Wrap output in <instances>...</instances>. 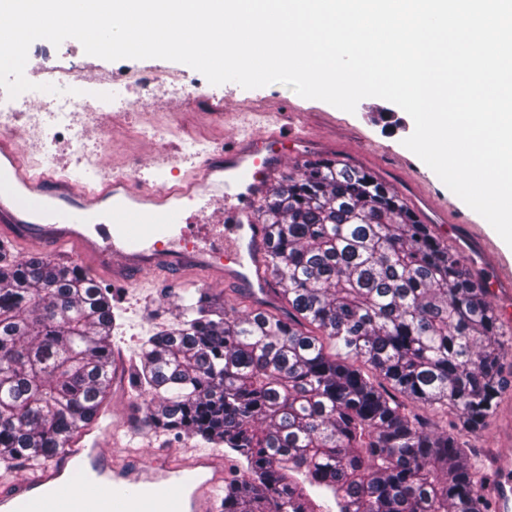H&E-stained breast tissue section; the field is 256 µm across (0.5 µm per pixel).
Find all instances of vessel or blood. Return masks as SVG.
I'll return each mask as SVG.
<instances>
[{"label":"vessel or blood","instance_id":"obj_1","mask_svg":"<svg viewBox=\"0 0 512 512\" xmlns=\"http://www.w3.org/2000/svg\"><path fill=\"white\" fill-rule=\"evenodd\" d=\"M302 142L296 127L270 123L217 149L189 176L163 189L134 187L104 170L100 190L44 172L31 174L14 134L0 136V240L39 250L69 265L101 260L112 280L129 283L144 271L185 276L205 272L211 283L241 288L251 309L273 303L268 241L254 221L270 194L273 174L284 165L283 141ZM465 252L485 273L502 321L512 322V266L489 239L466 240ZM497 473L485 489L497 512H512V455L492 457ZM115 486L113 512H146L166 491L170 512H222L217 490L224 465L216 453H193L134 465L108 459L98 443L78 436L56 458L0 487V512H28L40 501L52 512H95L88 494L56 505L59 482Z\"/></svg>","mask_w":512,"mask_h":512}]
</instances>
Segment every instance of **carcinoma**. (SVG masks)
<instances>
[{"label": "carcinoma", "mask_w": 512, "mask_h": 512, "mask_svg": "<svg viewBox=\"0 0 512 512\" xmlns=\"http://www.w3.org/2000/svg\"><path fill=\"white\" fill-rule=\"evenodd\" d=\"M262 224L288 316L178 295V323L143 352L144 423L245 459L224 512H486L469 437L507 386L487 288L363 169L321 161L283 179ZM305 322L370 372L329 357ZM111 367L103 288L0 247V459L60 453L106 401ZM393 390L454 419L440 429Z\"/></svg>", "instance_id": "1"}]
</instances>
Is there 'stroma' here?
<instances>
[{"label":"stroma","instance_id":"1","mask_svg":"<svg viewBox=\"0 0 512 512\" xmlns=\"http://www.w3.org/2000/svg\"><path fill=\"white\" fill-rule=\"evenodd\" d=\"M70 59L82 67H95L105 75L121 76L147 72L151 68L177 69L174 61L163 59H121L107 61L89 58L75 39L53 45L47 40L34 41L28 51L26 70L39 74L46 66ZM200 89L211 99L207 105L184 103L171 110L163 100L132 102L124 112L108 116L104 127L92 126L81 153H74L63 144L52 143L47 131L48 118L34 120L32 113H19L12 124L14 133L27 134L25 157L34 173L48 170L96 188L100 185V169L109 166L121 173L129 156L142 158L139 175L151 183L172 184L173 180L201 162L211 147L233 140L239 127L240 113L281 112L288 122L302 120L310 136V160L343 158L345 163L368 170L393 187L400 196H407L409 184L447 210L446 221L468 226L471 232L488 236L512 261V247L477 212L451 192L439 177L403 141L414 129L411 117L399 106L377 97L362 99L355 112L349 113L324 101L306 99L281 83L246 89L229 82L213 85L202 82ZM167 127L171 133L167 145L176 158L174 167L155 168L150 161L155 146L138 137L143 123ZM89 275L97 279L112 303V345L123 351L130 370L126 376L127 395L108 398L107 408L114 413V429L105 442L107 455H124L130 462L152 460L160 451L177 452L200 447L199 439L175 431L146 427L141 418L149 405L137 390L138 354L150 336L166 330L179 320L175 294L192 286L209 292L225 308L238 313L249 306L237 289L210 284L204 274L176 278L164 273H150L130 284L110 281L103 269L89 267Z\"/></svg>","mask_w":512,"mask_h":512}]
</instances>
